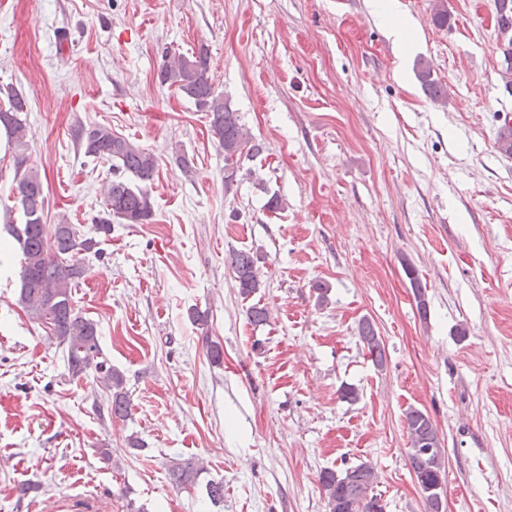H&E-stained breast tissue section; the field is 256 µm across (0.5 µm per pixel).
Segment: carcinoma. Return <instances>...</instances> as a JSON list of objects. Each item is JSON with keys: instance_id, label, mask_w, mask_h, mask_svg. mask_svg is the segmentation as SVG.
I'll return each instance as SVG.
<instances>
[{"instance_id": "carcinoma-1", "label": "carcinoma", "mask_w": 512, "mask_h": 512, "mask_svg": "<svg viewBox=\"0 0 512 512\" xmlns=\"http://www.w3.org/2000/svg\"><path fill=\"white\" fill-rule=\"evenodd\" d=\"M496 22L500 33L507 37L502 49L500 76L504 87L512 91V0H494ZM208 49L201 46L191 55L162 52L158 73L160 83L176 88L191 99L198 110L206 113L211 131L224 148V188L230 190L237 181L241 161L258 156L262 143L256 141L232 111L222 93L214 87L209 74ZM418 78L426 94L434 102L445 101L448 89L433 78L430 67L423 63ZM7 103L0 104V129L5 131L14 146V200L21 210L24 222L10 224L8 230L22 253L19 302L34 318L52 326L54 336L67 349V366L71 375L78 377L90 369L100 373V379L110 393V416L123 420L128 415L129 396L123 374L108 365L99 343L97 324L76 312L72 287L86 274L79 255L89 253L98 244L94 237H85L73 224L62 217L55 225L53 240H48L43 222L47 195L37 170L27 167L25 151L28 147L25 98L11 88L4 93ZM77 145L84 153L115 162V167L129 176L114 180L105 195L103 215L92 230L107 235L112 220L126 224H147L153 218V206L147 184L156 170L154 155L111 128L99 124H79L74 132ZM498 152L512 157V125L504 123L495 142ZM228 264L235 274L239 293L249 298L260 292L263 281L257 263L259 258L245 250L229 253ZM406 276L413 289L421 315L427 308L421 284L413 267L406 268ZM248 319L255 326L270 321L268 308L255 303L248 310ZM359 343L379 367L386 362V350L374 323L365 318L358 325ZM412 472L421 488L445 478L444 452L437 428L427 413L410 407L404 412ZM203 468L191 461L175 462L169 468L170 479L177 485L193 484ZM378 475L370 464L360 463L342 470L321 472L320 484L328 512H375L377 494L374 493ZM205 494L213 506L224 503V482L209 480Z\"/></svg>"}]
</instances>
